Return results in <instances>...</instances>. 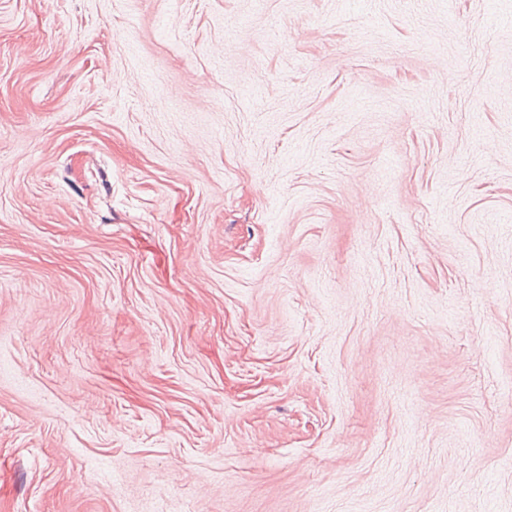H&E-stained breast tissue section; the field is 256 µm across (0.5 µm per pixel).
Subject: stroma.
<instances>
[{
	"label": "stroma",
	"instance_id": "stroma-1",
	"mask_svg": "<svg viewBox=\"0 0 512 512\" xmlns=\"http://www.w3.org/2000/svg\"><path fill=\"white\" fill-rule=\"evenodd\" d=\"M0 512H512V0H0Z\"/></svg>",
	"mask_w": 512,
	"mask_h": 512
}]
</instances>
